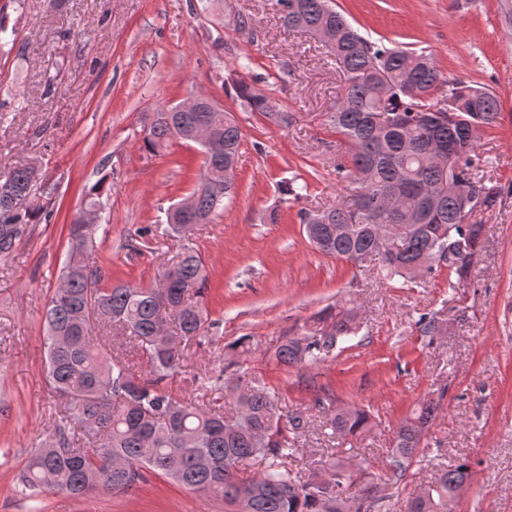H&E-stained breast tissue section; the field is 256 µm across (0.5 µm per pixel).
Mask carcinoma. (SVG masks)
<instances>
[{
    "instance_id": "obj_1",
    "label": "carcinoma",
    "mask_w": 512,
    "mask_h": 512,
    "mask_svg": "<svg viewBox=\"0 0 512 512\" xmlns=\"http://www.w3.org/2000/svg\"><path fill=\"white\" fill-rule=\"evenodd\" d=\"M283 24L313 37L328 30L329 55L346 76L343 97L328 113L351 165L336 167L337 177L360 178L356 200L305 213L303 231L319 252L356 267L378 261L388 281H417L415 269L427 275L448 270V287L461 288L471 278L485 236L484 215L497 205L500 190L473 172L481 136L500 120L497 95L484 87L455 83L448 99L435 97L442 82L434 56L423 49L377 44L362 36L331 0H277ZM240 105L272 123L286 121L271 110L269 99L240 80ZM169 109L145 115L143 147L158 153L177 141ZM187 131L211 126L222 138L218 151H204L193 192L194 219L168 223L175 238L186 224H208L224 210L234 190L224 187V165L237 160L242 131L229 112L206 105L179 113ZM448 152L453 163L431 164L434 150ZM462 186L486 193L476 198L458 193ZM104 184L84 193L83 206H102ZM56 192L36 167H14L0 174V258L9 255L33 224L49 223V201ZM97 225L85 236H69L59 282L44 313L47 380L64 401L53 443L39 449L20 476L35 495L61 491L82 497L94 492H124L150 471L179 485L222 497L235 512H382L390 509L382 494L383 478L353 470L349 458L334 457L323 474L303 480L288 467L296 454L288 429L301 416L283 414L276 392L234 361L230 373L195 376L199 387L215 394L211 403L176 399L167 380L183 366L188 342L208 331V312L191 293L205 289L201 255L184 246L167 259L163 288L116 285L99 287L95 264ZM318 318L302 337L283 341L274 353L285 366L325 361L338 341L359 329L353 309L341 306ZM418 330L438 336L441 323L422 315ZM122 338L142 359L134 368L126 351L112 340ZM236 399L231 415L215 403ZM440 402L423 400L396 429L388 480L405 479L418 453L424 430ZM326 425L333 433L357 437L369 431L370 412L354 407L338 410ZM257 460L263 468H242ZM434 479L409 497L404 512H455L457 491L472 477V462L461 458L444 468L433 460Z\"/></svg>"
}]
</instances>
